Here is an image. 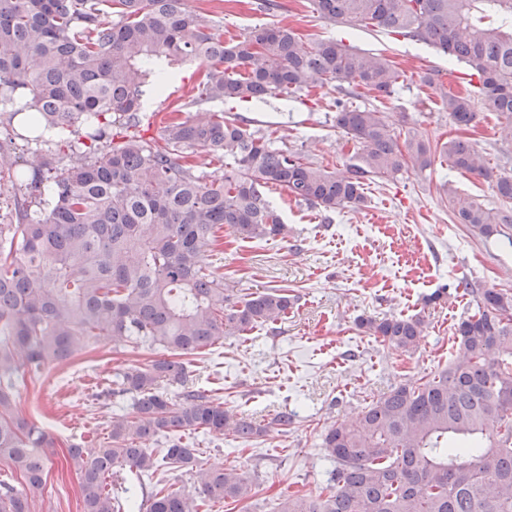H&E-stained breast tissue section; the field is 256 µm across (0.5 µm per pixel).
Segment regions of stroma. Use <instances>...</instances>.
Here are the masks:
<instances>
[{
    "label": "stroma",
    "mask_w": 512,
    "mask_h": 512,
    "mask_svg": "<svg viewBox=\"0 0 512 512\" xmlns=\"http://www.w3.org/2000/svg\"><path fill=\"white\" fill-rule=\"evenodd\" d=\"M276 2V11L265 12L257 10L255 0H224L217 18L224 23L225 37L241 36L256 25L285 24L307 44L337 39L384 56L402 70L403 82L390 97L359 96L357 105L383 112L386 122L407 136L433 142L460 137L494 172L512 171V139L502 133L505 116L480 101L473 127L457 130L439 96L421 83L424 72L439 69L445 84L461 86L460 64L397 35L331 23L314 13L308 0ZM196 70L186 64L175 71L169 93L148 94L145 119L138 126L144 138L160 137L161 128L149 123V115L165 111L174 90L193 84ZM340 95L328 85L296 99L207 103L203 109L243 116L274 147L342 172L355 163L359 147L333 122V102ZM448 186L487 207L501 204L493 180L460 174L445 164L370 180L364 203L328 219L272 189L268 196L288 226L287 238L240 239L228 231L223 256L202 253L201 265L218 269L225 287L235 293L284 287L298 297L278 323L183 358L193 388L209 391L225 408L266 428L251 439L203 432L191 436L200 462L241 468L261 484L263 492L250 501L249 512H273V498L282 493L325 491V428L357 419L374 397L398 384L427 379L455 360L454 326L476 309L472 289L512 290V245L501 236L479 237L456 223L444 195ZM441 288L447 297L430 302ZM419 312L426 328L410 355L387 351L379 338L356 325L360 316ZM159 355L156 349L131 351L109 340L81 343L68 362L47 369L37 383L19 386V409L56 439L33 512H82L67 447L77 443L92 451L105 442L112 416L122 412L123 404L101 399L100 391L115 369ZM284 410L293 415L286 428L273 422Z\"/></svg>",
    "instance_id": "obj_1"
}]
</instances>
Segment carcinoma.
<instances>
[{"label":"carcinoma","instance_id":"carcinoma-1","mask_svg":"<svg viewBox=\"0 0 512 512\" xmlns=\"http://www.w3.org/2000/svg\"><path fill=\"white\" fill-rule=\"evenodd\" d=\"M321 18L422 42L465 65L474 90L440 92L467 129L475 101L512 119V0H309ZM199 63L188 101L167 113L158 140L134 129L142 84ZM402 77L386 58L336 40L304 44L286 25H256L224 39V25L190 0H0V104L29 98L26 111L0 113V197L15 223L0 224V464L22 486L0 480V512H33L54 440L19 410L20 382L73 356L77 340L112 339L170 353L117 369L104 395L129 401L112 416L94 453L68 448L83 512H121L108 476L187 468L195 490L217 503H243L255 484L235 467L198 462L185 432L255 438L264 427L236 416L206 391L186 388L176 357L278 322L295 297L286 288L226 294L224 278L199 264L223 254L217 233L243 239L288 235L266 191L330 214L364 203L365 181L429 169L435 155L462 174L492 176L459 138L440 145L401 138L376 109L336 101L334 122L361 152L344 175L272 146L248 120L222 112L182 117L188 105L263 101L346 84L388 96ZM20 140L27 158L9 145ZM207 150L233 161L219 180L191 163ZM502 204L487 208L448 192L459 224L489 238L512 224V173L496 178ZM477 311L454 335L461 357L420 384H398L358 421L321 436L333 463L325 496L292 493L275 512H512V294L473 288ZM359 327L397 353L413 351L424 316L361 317ZM166 384L176 397L159 391ZM489 419L500 422L484 434ZM168 439L155 454L150 438ZM193 496L162 487L147 512H196Z\"/></svg>","mask_w":512,"mask_h":512}]
</instances>
